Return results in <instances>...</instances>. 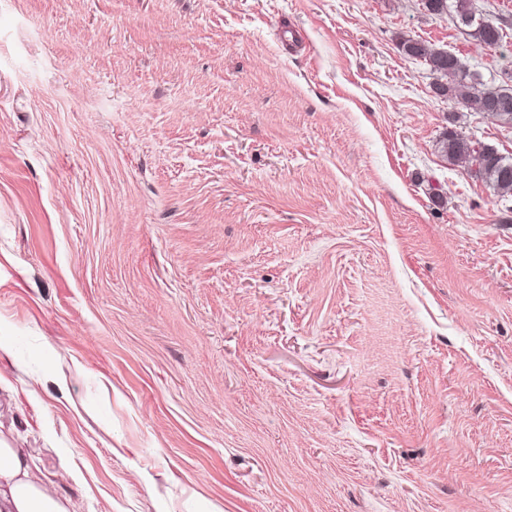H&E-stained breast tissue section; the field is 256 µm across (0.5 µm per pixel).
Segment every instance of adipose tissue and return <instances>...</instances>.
Segmentation results:
<instances>
[{"mask_svg":"<svg viewBox=\"0 0 512 512\" xmlns=\"http://www.w3.org/2000/svg\"><path fill=\"white\" fill-rule=\"evenodd\" d=\"M0 512H70L22 449L0 435Z\"/></svg>","mask_w":512,"mask_h":512,"instance_id":"ef3b65f1","label":"adipose tissue"}]
</instances>
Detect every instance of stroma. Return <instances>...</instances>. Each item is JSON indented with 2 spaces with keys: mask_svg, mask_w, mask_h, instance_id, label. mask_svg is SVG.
<instances>
[{
  "mask_svg": "<svg viewBox=\"0 0 512 512\" xmlns=\"http://www.w3.org/2000/svg\"><path fill=\"white\" fill-rule=\"evenodd\" d=\"M421 0H0V433L72 512H512V129ZM401 49L408 59L424 61L437 75L433 89L438 97L471 109L477 106L502 124L512 125V86L490 85L479 73L462 66L447 50L432 48L421 41L404 40ZM448 71L453 73V79L450 82L439 80V75ZM440 153L451 163L469 160L476 164L475 175L501 200H512V156H504L489 144H473L453 130L443 133L438 142Z\"/></svg>",
  "mask_w": 512,
  "mask_h": 512,
  "instance_id": "35a3bbf8",
  "label": "stroma"
}]
</instances>
